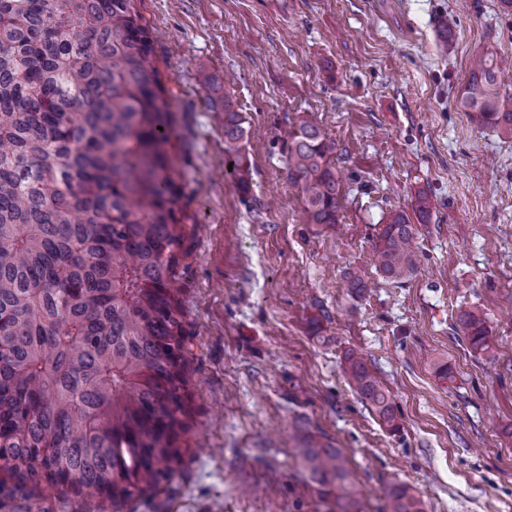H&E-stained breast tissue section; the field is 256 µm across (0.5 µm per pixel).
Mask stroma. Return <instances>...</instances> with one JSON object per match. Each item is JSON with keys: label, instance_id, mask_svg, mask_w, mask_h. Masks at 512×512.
<instances>
[{"label": "stroma", "instance_id": "obj_1", "mask_svg": "<svg viewBox=\"0 0 512 512\" xmlns=\"http://www.w3.org/2000/svg\"><path fill=\"white\" fill-rule=\"evenodd\" d=\"M174 111L172 158L190 217L177 269L190 350V428L159 491L52 512H320L293 457L307 430L340 448L363 512L406 484L425 512H512V137L459 107L473 54L512 91V11L499 0H140ZM234 75L252 188L224 172L209 80ZM336 143L348 195L335 227L306 223L288 177L289 128ZM431 211L419 220V193ZM405 213L420 271L371 261ZM358 271L367 292L348 288ZM487 315L472 350L460 309ZM391 391L383 427L348 385L347 350ZM447 376H440V366Z\"/></svg>", "mask_w": 512, "mask_h": 512}]
</instances>
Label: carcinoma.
Wrapping results in <instances>:
<instances>
[{
  "label": "carcinoma",
  "mask_w": 512,
  "mask_h": 512,
  "mask_svg": "<svg viewBox=\"0 0 512 512\" xmlns=\"http://www.w3.org/2000/svg\"><path fill=\"white\" fill-rule=\"evenodd\" d=\"M137 3L0 0V512H51L32 501L41 482L131 500L173 477L186 432L173 104ZM207 103L247 194L237 101L226 91ZM459 106L512 135V94L492 54L471 63ZM287 145L306 223L336 224L347 200L336 143L303 120ZM412 238L403 213L383 226L372 257L382 277L417 271ZM458 322L472 349L488 347L481 312ZM344 373L393 426L391 393L365 360L347 353ZM294 451L336 512H362L340 449L306 432ZM384 496L388 512H424L404 485Z\"/></svg>",
  "instance_id": "1"
}]
</instances>
